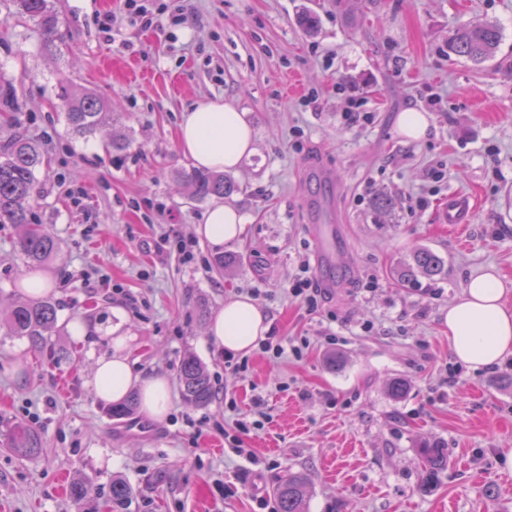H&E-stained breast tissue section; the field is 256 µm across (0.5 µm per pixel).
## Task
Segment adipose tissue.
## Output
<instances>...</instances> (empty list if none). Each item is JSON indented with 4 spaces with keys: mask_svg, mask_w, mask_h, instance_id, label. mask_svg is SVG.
Here are the masks:
<instances>
[{
    "mask_svg": "<svg viewBox=\"0 0 512 512\" xmlns=\"http://www.w3.org/2000/svg\"><path fill=\"white\" fill-rule=\"evenodd\" d=\"M253 127L246 113L221 99L183 112L178 126V147L199 168L232 170L253 152ZM244 230L241 214L217 205L196 228L199 236L220 247L237 240ZM492 273L472 278L443 314L448 339L457 361L472 370L489 369L512 355V306ZM271 330L266 314L247 295L226 299L212 316L207 336L217 349L249 354ZM112 351L96 359L89 381L97 398L119 402L138 392L141 407L152 419L163 420L170 411L166 376L133 373L126 354L128 338L112 337Z\"/></svg>",
    "mask_w": 512,
    "mask_h": 512,
    "instance_id": "ef3b65f1",
    "label": "adipose tissue"
}]
</instances>
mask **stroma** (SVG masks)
I'll list each match as a JSON object with an SVG mask.
<instances>
[{
	"instance_id": "35a3bbf8",
	"label": "stroma",
	"mask_w": 512,
	"mask_h": 512,
	"mask_svg": "<svg viewBox=\"0 0 512 512\" xmlns=\"http://www.w3.org/2000/svg\"><path fill=\"white\" fill-rule=\"evenodd\" d=\"M55 4L59 58L0 0V69L48 158L37 214L60 245L38 267L58 307L54 351L0 326V512H99L119 477L133 489L128 512H261L258 496L291 469L309 478L307 512H512V356L468 369L442 323L490 269L512 302V0ZM305 8L319 16L312 36L297 23ZM486 20L502 33L492 60L449 54L459 24ZM61 77L115 119L69 134ZM215 98L249 113L255 138L225 200L244 231L219 248L196 236L209 204L191 200L193 164L176 140L182 112ZM407 111L428 114L425 139L399 134ZM318 166L330 178H313ZM380 192L395 199L391 211L373 210ZM452 192L474 199L461 233L438 221ZM321 200L334 204L347 267H311L336 282L312 311L287 288L313 258ZM182 240L194 242L191 258ZM419 247L446 259L445 279L399 283V263ZM222 255L236 256L231 270L214 268ZM27 269L11 227H0V309L20 301ZM254 287L272 334L302 355L255 350L237 371L206 325ZM116 325L133 338V369L168 377L167 421L111 419L88 387ZM188 354L214 386L204 408L181 396ZM397 377L408 382L399 399L387 392ZM228 398L251 425L236 449L222 433ZM16 422L37 432L36 455L8 450ZM425 442L448 450L432 477ZM74 480L86 486L79 506L66 495Z\"/></svg>"
}]
</instances>
